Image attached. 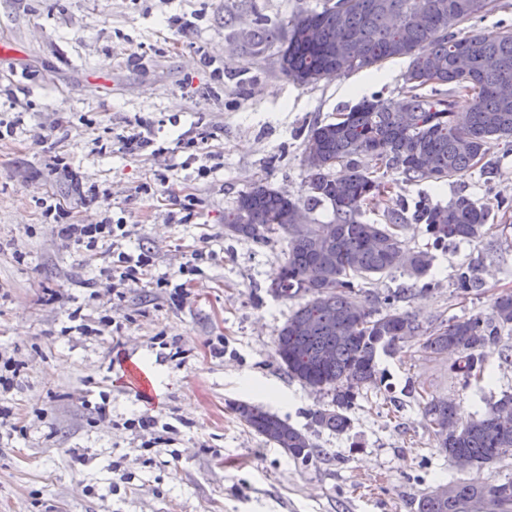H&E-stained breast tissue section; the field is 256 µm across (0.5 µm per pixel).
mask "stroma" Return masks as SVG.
I'll return each instance as SVG.
<instances>
[{"label":"stroma","instance_id":"35a3bbf8","mask_svg":"<svg viewBox=\"0 0 512 512\" xmlns=\"http://www.w3.org/2000/svg\"><path fill=\"white\" fill-rule=\"evenodd\" d=\"M318 2L0 0V89L16 98L0 104V121L18 125L0 139V348L21 364L0 404L22 426L0 438V512H416L423 492L448 481L512 479V456L479 470L450 464L407 391L429 385L467 422L512 394V365L498 351L487 361L494 383L478 385L452 359L427 360L420 340L401 344L379 358L389 389L360 392L351 429H319L311 414L329 395L289 378L274 351L298 305L266 291L285 244L224 235L225 211L253 184L304 199L307 128L355 105L349 86L404 95L408 59L382 63L384 81L365 69L298 86L280 73L276 46L248 43L256 23L275 27ZM134 132L151 146L122 154L121 137ZM487 159L489 172L445 182L392 175L391 197L365 212L379 224L396 203L445 205L461 193L492 207L480 242L435 250L433 289L405 303L422 325L489 314L512 290V209L497 206L512 197V153L495 141ZM53 196L73 198L67 215H46ZM106 210L130 230L117 245L87 251L58 239L57 225L92 224ZM179 210L185 220L171 221ZM142 244L150 266L124 300H111L102 270L113 249L134 255ZM195 250L200 259L182 272ZM474 261L485 287L456 295L458 268ZM126 359L148 376L153 401L122 383ZM240 401L307 432L322 456L304 465L266 443L234 414ZM142 415L160 429H129Z\"/></svg>","mask_w":512,"mask_h":512}]
</instances>
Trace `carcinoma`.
Here are the masks:
<instances>
[{"label": "carcinoma", "mask_w": 512, "mask_h": 512, "mask_svg": "<svg viewBox=\"0 0 512 512\" xmlns=\"http://www.w3.org/2000/svg\"><path fill=\"white\" fill-rule=\"evenodd\" d=\"M502 7L500 0H321L270 29L251 33L253 44H278L280 72L298 86L314 85L334 73L350 74L394 58H407L406 88L394 101L374 95L344 113L345 119L312 123L302 152L304 203L257 183L238 195L224 213V236L286 243L279 277L267 289L281 299L304 294L274 339L275 355L288 377L332 394L330 404L312 413L320 428L344 433L348 411L360 391L379 388L385 374L379 353L422 338L421 351L433 360L459 357L452 369L465 382L491 381L489 350L512 326V291L501 292L492 312L469 318H439L423 327L398 306L414 290L430 289L431 249L407 250L402 232L410 223L425 226L432 249L486 234L490 211L466 195L446 205L422 198L414 211L389 209L385 223L370 224L363 213L389 193L388 171L410 183L462 177L483 163L488 145L512 151V27L468 31L465 24ZM429 88L424 93L422 89ZM471 97L464 121L456 120L454 93ZM328 202L333 219L314 224L309 212ZM403 270L410 284L383 297L358 294L359 282ZM457 294L485 286L483 269L460 268ZM422 418L436 447L453 462L466 457L481 468L512 456V396L491 404L470 423L456 419L454 400L419 384L413 388ZM246 427L307 464L323 454L308 436L259 404H246ZM444 495H420L417 512H512V479L495 486L475 480L450 481Z\"/></svg>", "instance_id": "obj_1"}]
</instances>
